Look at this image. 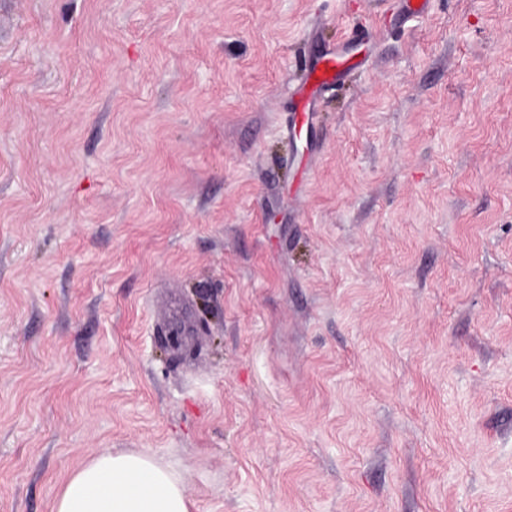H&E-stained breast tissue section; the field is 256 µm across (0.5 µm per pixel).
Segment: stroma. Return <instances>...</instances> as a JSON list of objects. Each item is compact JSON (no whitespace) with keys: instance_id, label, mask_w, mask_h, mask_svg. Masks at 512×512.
Returning <instances> with one entry per match:
<instances>
[{"instance_id":"stroma-1","label":"stroma","mask_w":512,"mask_h":512,"mask_svg":"<svg viewBox=\"0 0 512 512\" xmlns=\"http://www.w3.org/2000/svg\"><path fill=\"white\" fill-rule=\"evenodd\" d=\"M400 11L0 0V512H512V0ZM344 58L332 53L321 58L308 68L306 83H311L315 89L328 86L345 75ZM180 474L146 453L105 450L73 473L54 512H190Z\"/></svg>"}]
</instances>
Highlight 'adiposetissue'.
Wrapping results in <instances>:
<instances>
[{
	"mask_svg": "<svg viewBox=\"0 0 512 512\" xmlns=\"http://www.w3.org/2000/svg\"><path fill=\"white\" fill-rule=\"evenodd\" d=\"M180 474L146 453L101 452L73 473L55 512H190Z\"/></svg>",
	"mask_w": 512,
	"mask_h": 512,
	"instance_id": "1",
	"label": "adipose tissue"
}]
</instances>
